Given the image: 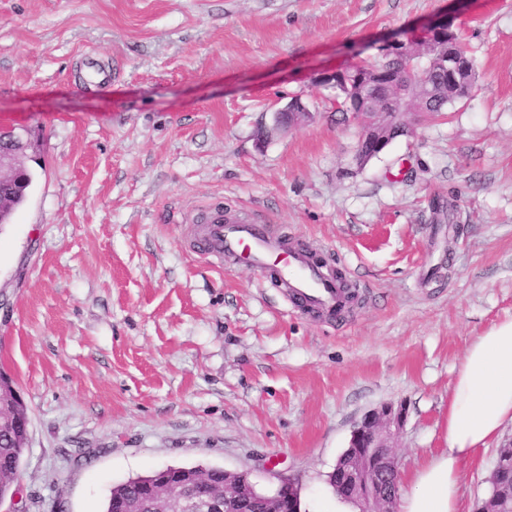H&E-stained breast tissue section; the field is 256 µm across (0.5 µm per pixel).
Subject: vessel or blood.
<instances>
[{
	"instance_id": "1",
	"label": "vessel or blood",
	"mask_w": 512,
	"mask_h": 512,
	"mask_svg": "<svg viewBox=\"0 0 512 512\" xmlns=\"http://www.w3.org/2000/svg\"><path fill=\"white\" fill-rule=\"evenodd\" d=\"M197 252L217 261L232 259L276 279L293 310L336 320L346 311L344 280L324 271L314 254L276 242L269 225L252 214L229 217L222 205L209 206Z\"/></svg>"
}]
</instances>
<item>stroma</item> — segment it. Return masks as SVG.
<instances>
[{"instance_id": "1", "label": "stroma", "mask_w": 512, "mask_h": 512, "mask_svg": "<svg viewBox=\"0 0 512 512\" xmlns=\"http://www.w3.org/2000/svg\"><path fill=\"white\" fill-rule=\"evenodd\" d=\"M448 21L468 97L364 164L327 79ZM88 54L106 86L82 92ZM312 117L275 129L292 98ZM34 175L0 226V371L29 417L0 512H102L166 465L247 471L328 512L357 421L404 404L401 495L448 446L468 347L512 318V0H0V128ZM453 199V225L430 204ZM223 200L320 251L358 298L342 323L291 309L254 269L188 246ZM495 448L460 472L488 492Z\"/></svg>"}]
</instances>
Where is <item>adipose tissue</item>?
I'll use <instances>...</instances> for the list:
<instances>
[{
  "label": "adipose tissue",
  "instance_id": "obj_1",
  "mask_svg": "<svg viewBox=\"0 0 512 512\" xmlns=\"http://www.w3.org/2000/svg\"><path fill=\"white\" fill-rule=\"evenodd\" d=\"M512 422V319L489 328L467 351L448 406L444 453L414 478L402 512H457V474Z\"/></svg>",
  "mask_w": 512,
  "mask_h": 512
}]
</instances>
